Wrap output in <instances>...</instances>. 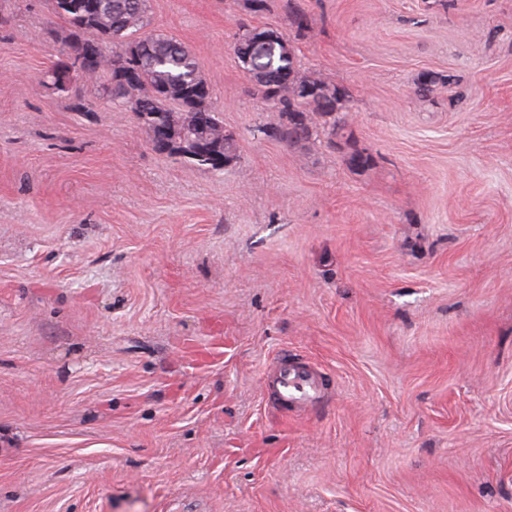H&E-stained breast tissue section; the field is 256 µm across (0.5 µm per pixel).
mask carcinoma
I'll return each mask as SVG.
<instances>
[{
    "label": "carcinoma",
    "instance_id": "1",
    "mask_svg": "<svg viewBox=\"0 0 512 512\" xmlns=\"http://www.w3.org/2000/svg\"><path fill=\"white\" fill-rule=\"evenodd\" d=\"M54 13L76 32V41L93 33L118 36L114 50H105L95 67L80 69L88 82L107 79V92L115 111L130 107L149 128H166L181 139L182 130L192 124L197 137L210 142L226 156H235L232 139L212 108L210 91L200 77L188 48L174 38L147 35L146 0H52ZM260 35H272L266 50L251 52V42ZM282 33L254 29L242 34L234 45L242 68L249 75L260 98L288 116V124L263 131L267 137L297 142L312 135L306 113L334 118L342 93L302 74L295 49L280 42Z\"/></svg>",
    "mask_w": 512,
    "mask_h": 512
}]
</instances>
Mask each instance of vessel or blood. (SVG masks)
Here are the masks:
<instances>
[{"mask_svg": "<svg viewBox=\"0 0 512 512\" xmlns=\"http://www.w3.org/2000/svg\"><path fill=\"white\" fill-rule=\"evenodd\" d=\"M273 403L281 408L312 407L324 396L320 376L302 364L280 359L268 371Z\"/></svg>", "mask_w": 512, "mask_h": 512, "instance_id": "1", "label": "vessel or blood"}]
</instances>
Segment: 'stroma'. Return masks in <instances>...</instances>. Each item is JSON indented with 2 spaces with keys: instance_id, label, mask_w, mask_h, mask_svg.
<instances>
[{
  "instance_id": "obj_1",
  "label": "stroma",
  "mask_w": 512,
  "mask_h": 512,
  "mask_svg": "<svg viewBox=\"0 0 512 512\" xmlns=\"http://www.w3.org/2000/svg\"><path fill=\"white\" fill-rule=\"evenodd\" d=\"M147 6L224 170L54 84L71 27L0 0V512H512V0ZM254 26L342 91L335 127L260 134L288 118L233 51ZM283 353L312 409L269 403Z\"/></svg>"
}]
</instances>
